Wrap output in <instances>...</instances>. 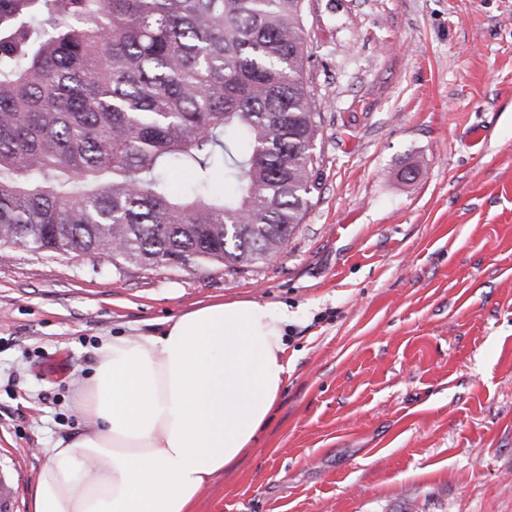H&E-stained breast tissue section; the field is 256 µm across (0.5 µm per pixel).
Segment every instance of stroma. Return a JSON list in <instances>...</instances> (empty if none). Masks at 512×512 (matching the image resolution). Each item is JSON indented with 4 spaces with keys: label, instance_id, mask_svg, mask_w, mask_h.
<instances>
[{
    "label": "stroma",
    "instance_id": "obj_1",
    "mask_svg": "<svg viewBox=\"0 0 512 512\" xmlns=\"http://www.w3.org/2000/svg\"><path fill=\"white\" fill-rule=\"evenodd\" d=\"M319 185L281 253L142 269L0 258V472L20 512L86 428L103 338L287 307L291 371L196 512H512V0H306Z\"/></svg>",
    "mask_w": 512,
    "mask_h": 512
}]
</instances>
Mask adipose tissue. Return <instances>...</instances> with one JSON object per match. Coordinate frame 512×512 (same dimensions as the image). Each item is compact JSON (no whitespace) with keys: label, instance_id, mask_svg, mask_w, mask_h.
Instances as JSON below:
<instances>
[{"label":"adipose tissue","instance_id":"obj_1","mask_svg":"<svg viewBox=\"0 0 512 512\" xmlns=\"http://www.w3.org/2000/svg\"><path fill=\"white\" fill-rule=\"evenodd\" d=\"M290 319L219 302L158 335L103 339L77 404L92 427L48 449L31 512H193L267 421L290 371Z\"/></svg>","mask_w":512,"mask_h":512}]
</instances>
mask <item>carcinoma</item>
<instances>
[{
  "mask_svg": "<svg viewBox=\"0 0 512 512\" xmlns=\"http://www.w3.org/2000/svg\"><path fill=\"white\" fill-rule=\"evenodd\" d=\"M308 59L304 0H0V248L234 273L279 253L322 162Z\"/></svg>",
  "mask_w": 512,
  "mask_h": 512,
  "instance_id": "carcinoma-1",
  "label": "carcinoma"
}]
</instances>
